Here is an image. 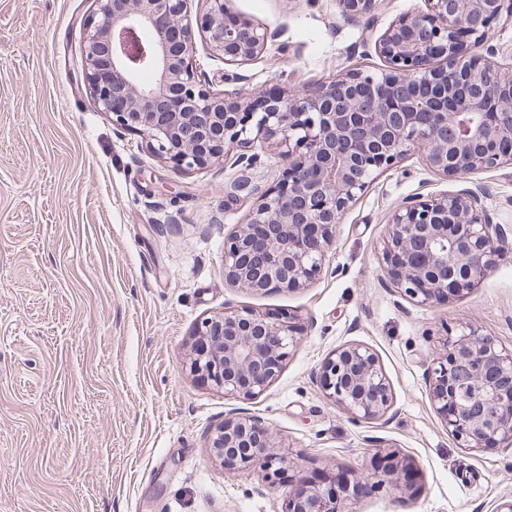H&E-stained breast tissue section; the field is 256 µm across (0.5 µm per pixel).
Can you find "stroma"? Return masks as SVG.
I'll return each instance as SVG.
<instances>
[{"mask_svg":"<svg viewBox=\"0 0 512 512\" xmlns=\"http://www.w3.org/2000/svg\"><path fill=\"white\" fill-rule=\"evenodd\" d=\"M275 32L261 58L224 79L195 37L216 91L302 93L359 68L374 41L425 0H379L343 16L338 0H227ZM93 0H0V512H283L294 482L225 472L208 441L233 411L255 415L296 472L371 473L378 449L408 458L410 486L359 490L350 512H499L512 501V447H458L425 375L447 336L468 330L512 351V166L448 182L419 150L380 173L336 227L320 277L290 292L224 282V237L283 167L276 144L250 168L219 160L184 172L142 135L117 131L79 66ZM480 188L507 244L451 303L421 306L383 278L387 223L405 198ZM252 309L303 326L259 398H228L190 370L197 322ZM377 355L393 391L389 421L355 422L313 372L338 346Z\"/></svg>","mask_w":512,"mask_h":512,"instance_id":"obj_1","label":"stroma"}]
</instances>
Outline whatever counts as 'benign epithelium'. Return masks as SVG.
I'll use <instances>...</instances> for the list:
<instances>
[{"mask_svg":"<svg viewBox=\"0 0 512 512\" xmlns=\"http://www.w3.org/2000/svg\"><path fill=\"white\" fill-rule=\"evenodd\" d=\"M80 66L99 109L118 128L139 133L160 158L194 171L240 150L250 164L260 140L279 138L285 167L260 193L247 222L224 239V280L254 292L292 291L316 280L343 213L407 145L450 181L512 165V70L479 52L500 22L512 21V0H425L427 10L401 17L374 42L384 61L378 75L360 70L304 94L286 88L262 110L239 92H216L198 72L192 28L226 66L266 49L272 32L229 18L224 0H202L187 18V0H95ZM348 17L374 12L378 0H339ZM145 71L151 84L139 82ZM496 225L470 189L434 199L408 197L391 217L382 272L395 292L421 305L453 301L494 263ZM300 326L287 314L225 311L201 320L190 346L200 382L234 398L255 399L279 376L297 346ZM326 396L355 421L380 420L393 406L376 354L343 344L314 372ZM430 398L462 448L490 452L512 445V351L473 331L446 340L426 373ZM224 469L260 468L277 478L294 462L264 422L240 412L224 418L210 440ZM371 486L411 470L389 452ZM341 469L298 480L286 512H348L362 487Z\"/></svg>","mask_w":512,"mask_h":512,"instance_id":"benign-epithelium-1","label":"benign epithelium"}]
</instances>
